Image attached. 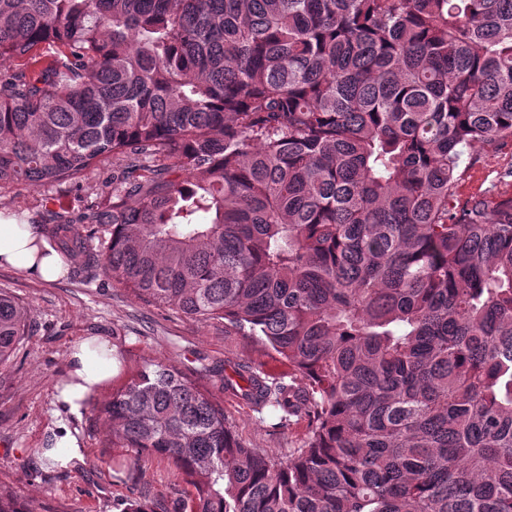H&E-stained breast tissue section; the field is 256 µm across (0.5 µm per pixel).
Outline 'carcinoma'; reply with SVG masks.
Masks as SVG:
<instances>
[{"instance_id":"obj_1","label":"carcinoma","mask_w":512,"mask_h":512,"mask_svg":"<svg viewBox=\"0 0 512 512\" xmlns=\"http://www.w3.org/2000/svg\"><path fill=\"white\" fill-rule=\"evenodd\" d=\"M508 138L512 0H0V187L112 162L89 225L16 224L293 370L150 361L96 407L174 512H512V193L453 203ZM31 321L1 288L0 365ZM224 392L306 438L244 446ZM459 167V176L455 187L457 204H463L472 197L484 194L492 189L511 186L499 183L500 173L512 166V140L507 139L494 144L463 146Z\"/></svg>"}]
</instances>
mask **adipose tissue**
I'll return each instance as SVG.
<instances>
[{
    "label": "adipose tissue",
    "instance_id": "1",
    "mask_svg": "<svg viewBox=\"0 0 512 512\" xmlns=\"http://www.w3.org/2000/svg\"><path fill=\"white\" fill-rule=\"evenodd\" d=\"M19 266L46 282L58 281L65 273L66 261L51 245H37L31 232L0 220V266ZM70 376L54 395V419L50 427L49 457L60 464L81 458L82 442L72 419L80 417L85 400L97 385L114 374L117 363L111 345L98 337L79 342L69 357Z\"/></svg>",
    "mask_w": 512,
    "mask_h": 512
}]
</instances>
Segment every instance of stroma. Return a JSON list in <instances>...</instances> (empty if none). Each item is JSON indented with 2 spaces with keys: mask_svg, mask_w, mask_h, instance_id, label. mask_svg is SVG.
I'll return each mask as SVG.
<instances>
[{
  "mask_svg": "<svg viewBox=\"0 0 512 512\" xmlns=\"http://www.w3.org/2000/svg\"><path fill=\"white\" fill-rule=\"evenodd\" d=\"M509 167L511 139L463 147L457 203L499 188V175ZM111 173L108 166L94 171L70 192L49 185L1 187L0 212L47 208L80 215L111 191ZM0 288L28 304L33 316L31 333L15 362L0 371V487L30 501L34 512H120L130 498L148 501L155 512H172L184 496V484L161 458L143 460L131 466L125 481L114 480L112 451L105 446L107 426L93 407L72 422L86 448L81 461L59 470L39 459L36 450L44 445L54 410L53 388L68 373L71 348L85 337L117 345L125 357L124 371L194 355L210 362H252L285 380L291 375L287 362L257 353L223 325L146 305L125 289L107 288L96 280L65 278L47 284L23 268L0 267ZM224 415L243 444L281 458L308 432L305 418L275 429L271 417L229 396Z\"/></svg>",
  "mask_w": 512,
  "mask_h": 512,
  "instance_id": "35a3bbf8",
  "label": "stroma"
}]
</instances>
